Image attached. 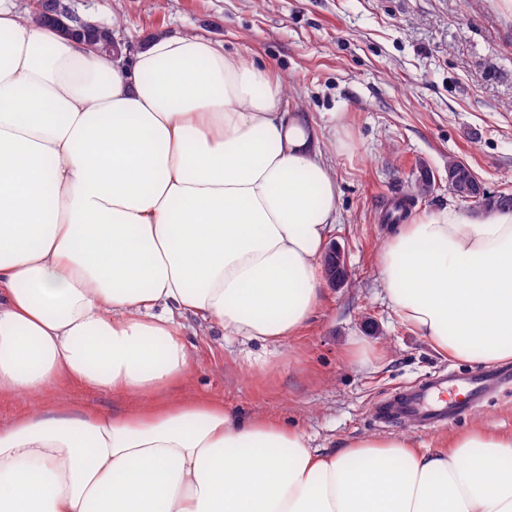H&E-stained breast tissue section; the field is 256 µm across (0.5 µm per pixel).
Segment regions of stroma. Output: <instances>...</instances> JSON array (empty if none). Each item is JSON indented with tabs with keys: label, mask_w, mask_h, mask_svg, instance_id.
Segmentation results:
<instances>
[{
	"label": "stroma",
	"mask_w": 512,
	"mask_h": 512,
	"mask_svg": "<svg viewBox=\"0 0 512 512\" xmlns=\"http://www.w3.org/2000/svg\"><path fill=\"white\" fill-rule=\"evenodd\" d=\"M498 0H78L80 14L117 33L131 55L153 33L202 34L259 59L287 81L286 108L322 127L340 186L333 244L348 280L326 287L316 315L280 345L220 334L189 336L192 361L171 397L203 396L276 417L332 451L346 440L405 435L434 447L478 426L512 431V389L443 429L421 432L375 418L381 399L440 371L467 370L404 325L380 284L379 254L392 202L420 172L431 192L410 216L464 203L448 189V160L466 162L493 193H512V13ZM61 401L103 413L134 397L68 382L42 400L0 398V424Z\"/></svg>",
	"instance_id": "35a3bbf8"
}]
</instances>
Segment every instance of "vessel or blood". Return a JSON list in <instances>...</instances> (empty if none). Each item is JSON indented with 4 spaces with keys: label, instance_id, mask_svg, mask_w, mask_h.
<instances>
[{
    "label": "vessel or blood",
    "instance_id": "b4317fda",
    "mask_svg": "<svg viewBox=\"0 0 512 512\" xmlns=\"http://www.w3.org/2000/svg\"><path fill=\"white\" fill-rule=\"evenodd\" d=\"M507 383H512V371L508 369L440 374L390 394L380 402L378 414L385 423L401 422L428 430L439 428L482 406Z\"/></svg>",
    "mask_w": 512,
    "mask_h": 512
}]
</instances>
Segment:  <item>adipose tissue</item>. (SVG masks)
I'll use <instances>...</instances> for the list:
<instances>
[{
  "label": "adipose tissue",
  "instance_id": "adipose-tissue-1",
  "mask_svg": "<svg viewBox=\"0 0 512 512\" xmlns=\"http://www.w3.org/2000/svg\"><path fill=\"white\" fill-rule=\"evenodd\" d=\"M283 106L269 68L208 37L158 32L118 59L0 0V398L66 378L143 401L0 425V512H512V432L326 452L165 398L187 321L276 344L320 307L340 190ZM379 268L437 354L512 360V211L394 225Z\"/></svg>",
  "mask_w": 512,
  "mask_h": 512
}]
</instances>
